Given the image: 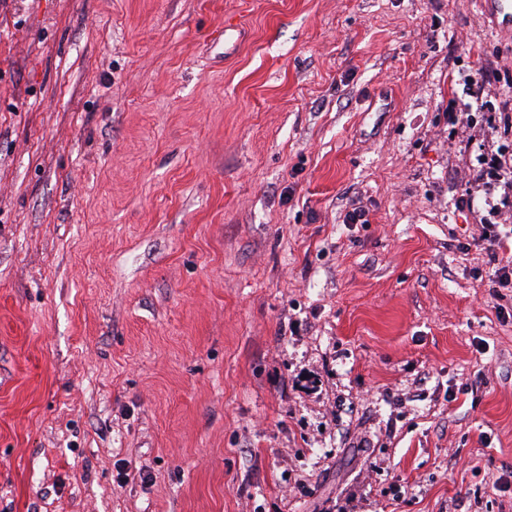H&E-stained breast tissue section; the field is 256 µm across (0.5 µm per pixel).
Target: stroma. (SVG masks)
I'll use <instances>...</instances> for the list:
<instances>
[{"label":"stroma","instance_id":"35a3bbf8","mask_svg":"<svg viewBox=\"0 0 512 512\" xmlns=\"http://www.w3.org/2000/svg\"><path fill=\"white\" fill-rule=\"evenodd\" d=\"M484 59L479 0H0V512H512Z\"/></svg>","mask_w":512,"mask_h":512}]
</instances>
